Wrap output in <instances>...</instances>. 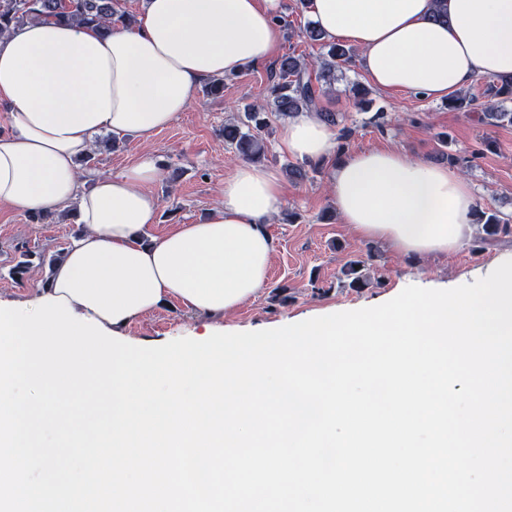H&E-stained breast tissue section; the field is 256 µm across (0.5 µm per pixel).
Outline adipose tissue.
I'll return each instance as SVG.
<instances>
[{"label": "adipose tissue", "instance_id": "adipose-tissue-1", "mask_svg": "<svg viewBox=\"0 0 512 512\" xmlns=\"http://www.w3.org/2000/svg\"><path fill=\"white\" fill-rule=\"evenodd\" d=\"M276 0H146L128 28L108 34L32 22L0 35V206L22 213L75 210L81 238L35 299L65 297L74 313L112 332L168 300L212 315L236 309L268 278L266 224L286 204L268 166L240 162L196 224L156 235L162 176L152 153L120 172L90 175L80 161L98 134L147 139L175 122L206 81L270 63L278 53ZM309 0L324 36L354 46L384 91L440 99L478 77L512 75V0ZM279 145L330 161L327 185L343 223L402 254H452L481 208L456 169L398 150L336 154L333 128L313 114L284 125Z\"/></svg>", "mask_w": 512, "mask_h": 512}]
</instances>
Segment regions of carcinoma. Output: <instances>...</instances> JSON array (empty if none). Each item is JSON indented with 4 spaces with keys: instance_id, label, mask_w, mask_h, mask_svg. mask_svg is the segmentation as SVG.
Returning <instances> with one entry per match:
<instances>
[{
    "instance_id": "obj_1",
    "label": "carcinoma",
    "mask_w": 512,
    "mask_h": 512,
    "mask_svg": "<svg viewBox=\"0 0 512 512\" xmlns=\"http://www.w3.org/2000/svg\"><path fill=\"white\" fill-rule=\"evenodd\" d=\"M124 20L117 13L115 0H0V34L34 21L76 22L86 27L107 29ZM326 57L320 62L317 81L331 84L336 71L350 65L355 58L352 48L330 42ZM306 64L293 54L279 61V79L271 87L267 106L281 117L311 110L316 105L317 88L305 77ZM268 128L267 113L262 107H251L235 122L224 125V143L235 155L254 163L266 159L267 142L262 132ZM487 241L500 232H509V224L496 213H482Z\"/></svg>"
}]
</instances>
